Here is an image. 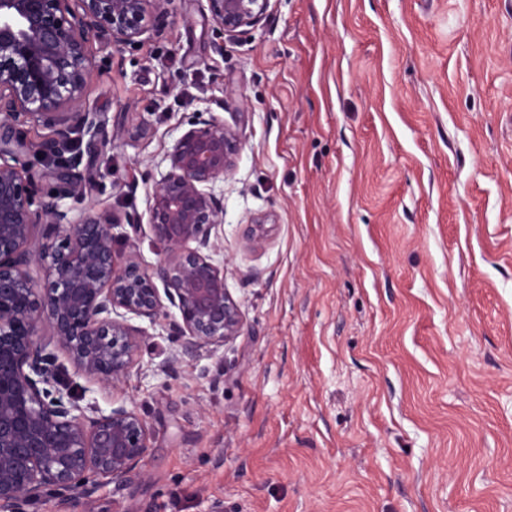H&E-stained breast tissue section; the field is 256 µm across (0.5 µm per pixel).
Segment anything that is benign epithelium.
I'll use <instances>...</instances> for the list:
<instances>
[{
	"instance_id": "1",
	"label": "benign epithelium",
	"mask_w": 512,
	"mask_h": 512,
	"mask_svg": "<svg viewBox=\"0 0 512 512\" xmlns=\"http://www.w3.org/2000/svg\"><path fill=\"white\" fill-rule=\"evenodd\" d=\"M170 0H0V512L22 506L48 487L92 495L102 480L126 475L144 457L151 440L146 420L125 405L89 418L64 387L47 351L42 327L87 377L114 386L129 375L142 330L129 319L150 323L179 312L168 324L183 338L182 355L222 345L240 336L244 321L216 259L224 224L223 200L213 185L228 175L240 147L236 125L202 119L167 152L169 169L154 181L148 224L164 252L153 264L130 249L117 261L114 225L121 220L89 207L79 216L61 204L87 198L86 185L56 162L78 128L98 138L102 126L79 111L91 62L87 43L115 47L160 35L154 22ZM271 0H208L224 33L238 35L258 25ZM46 123L44 166L21 161L30 145L17 128ZM51 175L64 184L45 194L39 182ZM46 226L58 244L36 242ZM270 232L267 217L254 219L249 245ZM44 267L46 285L30 275ZM163 288H158V285Z\"/></svg>"
}]
</instances>
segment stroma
<instances>
[{
    "label": "stroma",
    "mask_w": 512,
    "mask_h": 512,
    "mask_svg": "<svg viewBox=\"0 0 512 512\" xmlns=\"http://www.w3.org/2000/svg\"><path fill=\"white\" fill-rule=\"evenodd\" d=\"M162 27L88 43L80 109L112 143L75 133L73 172L154 263L125 216L192 121L241 114L215 191L244 327L165 372L177 338L135 319L114 388L57 353L87 414L153 432L82 512H512V0H271L237 36L171 0Z\"/></svg>",
    "instance_id": "obj_1"
}]
</instances>
